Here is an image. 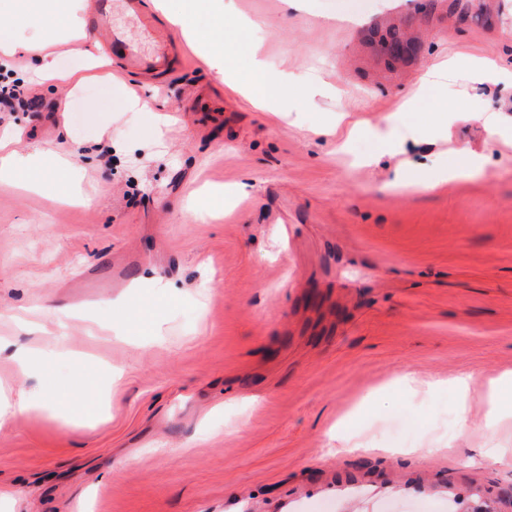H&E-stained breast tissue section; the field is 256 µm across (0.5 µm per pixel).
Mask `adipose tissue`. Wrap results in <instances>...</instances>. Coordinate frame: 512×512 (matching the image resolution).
I'll list each match as a JSON object with an SVG mask.
<instances>
[{"label": "adipose tissue", "instance_id": "1", "mask_svg": "<svg viewBox=\"0 0 512 512\" xmlns=\"http://www.w3.org/2000/svg\"><path fill=\"white\" fill-rule=\"evenodd\" d=\"M84 0H0V24L10 29L9 37L0 39V67L8 66L16 53L25 52L38 62L42 76L63 86H76L94 78L102 66L93 53L83 18ZM224 17V0H187L177 15L179 24L190 25L204 62L225 82L244 90L263 110L281 111L288 99V82L284 76L270 72L259 58H252L248 77H240L231 54L232 45L224 41L223 27L200 33L191 22L198 16ZM76 39L83 46L87 65L83 70L62 72L56 67L52 48L63 40ZM22 128L0 135V178L10 179L25 172L30 184L50 196L61 195L69 203L82 207L94 204L92 197L76 188H63L67 169L60 155L51 149H22Z\"/></svg>", "mask_w": 512, "mask_h": 512}]
</instances>
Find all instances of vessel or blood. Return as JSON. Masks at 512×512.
I'll return each mask as SVG.
<instances>
[{
  "label": "vessel or blood",
  "mask_w": 512,
  "mask_h": 512,
  "mask_svg": "<svg viewBox=\"0 0 512 512\" xmlns=\"http://www.w3.org/2000/svg\"><path fill=\"white\" fill-rule=\"evenodd\" d=\"M128 12L137 14L141 31L153 45V51H145L142 44L132 42L123 32L112 26V0H92L88 25L97 35L108 54L124 60L128 65L148 70H162L169 63V44L152 15L141 13L139 0H124Z\"/></svg>",
  "instance_id": "vessel-or-blood-1"
}]
</instances>
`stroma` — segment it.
Listing matches in <instances>:
<instances>
[{
    "instance_id": "35a3bbf8",
    "label": "stroma",
    "mask_w": 512,
    "mask_h": 512,
    "mask_svg": "<svg viewBox=\"0 0 512 512\" xmlns=\"http://www.w3.org/2000/svg\"><path fill=\"white\" fill-rule=\"evenodd\" d=\"M238 18L270 69L317 88L310 112L256 108L162 15L179 53L159 75L116 59L114 81L73 92L13 61L37 107L0 132L72 152L95 204L0 183V336L41 355L24 373L0 353V393L50 397L0 428V487L18 492L0 512H512V419H483L487 382L512 372V93L463 72L449 122L410 114L436 135L375 138L434 60L512 59V0H228L225 29ZM468 152L484 171L439 182ZM195 191L222 208L197 212ZM151 269L173 292L133 287ZM22 304L51 311L28 325ZM464 405L468 430L449 429ZM350 437L378 453H341ZM491 442L502 460L480 458Z\"/></svg>"
}]
</instances>
